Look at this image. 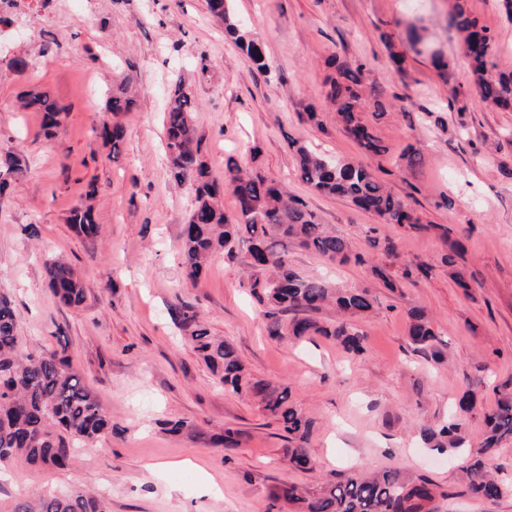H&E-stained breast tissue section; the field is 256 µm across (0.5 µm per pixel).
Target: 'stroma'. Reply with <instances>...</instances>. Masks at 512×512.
Returning a JSON list of instances; mask_svg holds the SVG:
<instances>
[{"label": "stroma", "instance_id": "1", "mask_svg": "<svg viewBox=\"0 0 512 512\" xmlns=\"http://www.w3.org/2000/svg\"><path fill=\"white\" fill-rule=\"evenodd\" d=\"M454 0H232L251 36L265 47L257 71L225 37L206 0H13L11 25H0V157L26 155L27 170L0 196V293L18 311L17 334L33 353L63 352L112 419L114 430L81 445L65 470L0 467V512L22 492L74 487L105 494L112 512H279L271 489L284 482L316 487L354 470L396 468L424 474L447 491L438 512H512V441L489 466L502 497H471L460 478L461 456L427 447L425 425L447 421L466 390L483 406L512 390V112L469 99L465 112L450 101L469 87L463 49L448 23ZM468 10L495 36V59L512 64V21L497 0H468ZM419 14L430 46L453 60L448 78L404 39L402 20ZM395 33L406 57L396 69L380 40ZM362 59L368 79L389 102L374 121L388 151L366 156L336 124L325 99L327 58ZM24 56L30 67L14 72ZM126 84L131 111L112 116L106 103ZM198 106L194 126L212 175L228 162L255 165L284 181L323 224L370 253L368 263L330 264L289 245L288 260L303 275L335 287L367 289L379 307L353 323L365 335L362 354L336 341L272 336L265 309L243 287L239 260L216 253L198 283L184 280L179 234L196 200L190 182L169 174L163 116L174 84ZM64 106L55 138L42 115L20 107L29 91ZM319 114L306 120V106ZM119 119L124 150L113 157L97 128ZM420 143L424 161L405 153ZM364 164L421 217L416 231L379 223L342 197L311 192L299 178L293 145ZM258 155H251V148ZM96 187L99 236L88 244L67 218L88 187ZM37 225L28 237L27 225ZM451 230L441 237V227ZM389 237L397 254L369 249L370 232ZM465 256L457 269L441 261L452 241ZM71 265L87 286L84 303L63 306L45 274L47 261ZM413 263L428 275L405 280ZM383 267L399 286L384 288ZM470 292L456 284V274ZM198 305L212 336L230 341L259 378L286 383L292 401L315 423L309 471L290 469L278 422L249 397L224 390L199 359L168 309L177 299ZM434 322L443 360L408 338L409 312ZM180 418L214 434L240 429L242 444L224 452L203 441L165 433L160 422ZM197 467L185 471L178 460ZM159 463L156 474L144 465ZM213 476L219 494L208 493Z\"/></svg>", "mask_w": 512, "mask_h": 512}]
</instances>
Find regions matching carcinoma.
I'll return each instance as SVG.
<instances>
[{
  "label": "carcinoma",
  "instance_id": "obj_1",
  "mask_svg": "<svg viewBox=\"0 0 512 512\" xmlns=\"http://www.w3.org/2000/svg\"><path fill=\"white\" fill-rule=\"evenodd\" d=\"M211 14L224 22V32L259 71L266 69L262 44L241 28L227 0H207ZM450 23L463 43V56L475 96L485 106L512 112V67L491 62L494 37L466 6L455 0ZM391 62L403 69L404 57L397 50L395 35L381 32ZM328 65L334 75L328 78L325 99L336 112V121L370 156H382L387 148L362 118L365 99L373 103V114L387 111V103L376 85L367 83L366 64L332 56ZM134 100L124 92L112 94L108 108L113 114L128 112ZM22 108L42 114L46 138H53L61 125L65 108L44 92H29ZM197 110L191 96L180 85L171 90L164 117L165 145L171 176L190 182L196 206L180 232L182 273L196 284L207 271L209 259L219 251L241 258L245 270L244 286L250 295L268 308L267 330L271 336L297 338L321 335L334 337L348 352L364 350V334L349 319L375 310V298L367 289L342 291L327 280L303 277L292 268L279 245L292 241L327 262L362 263L364 256L354 253L344 238L319 222L306 204L288 194L284 186L260 168L242 169L227 165L226 185L212 179L202 151V137L193 124ZM98 136L110 147L112 158L122 153L125 130L119 123L105 124ZM296 166L307 187L322 195L348 199L357 208L375 215L381 224L428 228L415 210L392 193L367 168L349 161L333 159L305 146L294 149ZM24 156L9 154L0 161V194L12 179L26 169ZM236 200V216L229 219L218 202L224 188ZM95 186H89L84 200L70 212L72 230L94 244L99 225L94 216ZM48 283L53 294L67 306L77 307L86 298V288L74 269L62 260L47 264ZM334 305L342 319L333 326L320 322L317 315ZM171 313L189 333L188 340L205 364L219 377L224 387L255 397L261 410L276 419L287 433L284 455L297 470L311 468L307 443L313 420L290 399L288 385L257 379L246 372L235 347L210 336L196 304L178 300ZM408 335L416 349L441 355L435 348L437 334L432 321L420 310L409 314ZM18 314L11 299L0 294V464L20 460L38 468H65L71 465L78 445L93 441L112 430V420L92 392L69 364V357L57 352L36 355L21 348L17 336ZM459 415L440 427L421 428L424 441L437 449L465 448L460 466L468 489L475 495L494 500L502 495L499 482L487 469L490 458L502 443L512 440V392L499 394L491 408L477 406L473 393L458 402ZM476 413L486 426L483 441L469 448L461 414ZM164 429L173 435L207 440L229 452L240 447L243 434L226 427L220 433L205 435L185 420H167ZM444 495L439 486L423 475L406 476L397 470L376 474L352 473L316 489L296 484H281L271 498L287 512H435L434 502ZM10 512H110L101 496L82 489L61 493L33 494L13 501Z\"/></svg>",
  "mask_w": 512,
  "mask_h": 512
}]
</instances>
